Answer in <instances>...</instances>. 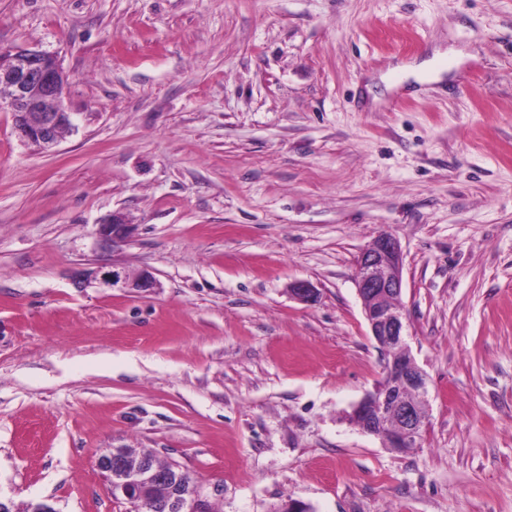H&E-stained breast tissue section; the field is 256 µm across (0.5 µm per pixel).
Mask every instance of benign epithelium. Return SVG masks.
Masks as SVG:
<instances>
[{
	"label": "benign epithelium",
	"mask_w": 512,
	"mask_h": 512,
	"mask_svg": "<svg viewBox=\"0 0 512 512\" xmlns=\"http://www.w3.org/2000/svg\"><path fill=\"white\" fill-rule=\"evenodd\" d=\"M7 99L0 110L12 115L14 131L25 146L37 151L58 144L62 131L76 129L73 113L63 104L66 77L53 55L31 48L0 49V89ZM137 227L127 216L113 212L98 224L97 235L116 247L133 240ZM403 253L399 240L381 233L364 247L356 260L355 283L371 336L390 359L382 379L346 416L361 432L378 437L385 447L398 451L420 446L428 426L423 395L427 376L406 349L407 324L402 305ZM78 288L93 286L110 291L150 295L160 287L153 270L131 269L114 262L107 267H83L72 272ZM290 294L301 302H314L318 290L308 280L289 285ZM126 449L114 448L107 463L112 495L135 502L152 488L170 485L166 512H203L206 498L197 491H176L188 475L178 465L165 468L144 462L134 468L126 464Z\"/></svg>",
	"instance_id": "1"
}]
</instances>
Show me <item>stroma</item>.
<instances>
[{"label": "stroma", "mask_w": 512, "mask_h": 512, "mask_svg": "<svg viewBox=\"0 0 512 512\" xmlns=\"http://www.w3.org/2000/svg\"><path fill=\"white\" fill-rule=\"evenodd\" d=\"M0 47L55 54L77 118L35 152L0 112L14 512H129L106 448L176 463L214 512H512V0H0ZM438 49L442 81L386 87ZM115 210L137 231L111 248ZM383 232L428 377L401 453L345 420L382 376L355 271ZM115 259L156 294L68 278ZM137 227L120 211L104 217L98 224L97 235L103 243H112V248L133 240Z\"/></svg>", "instance_id": "obj_1"}]
</instances>
